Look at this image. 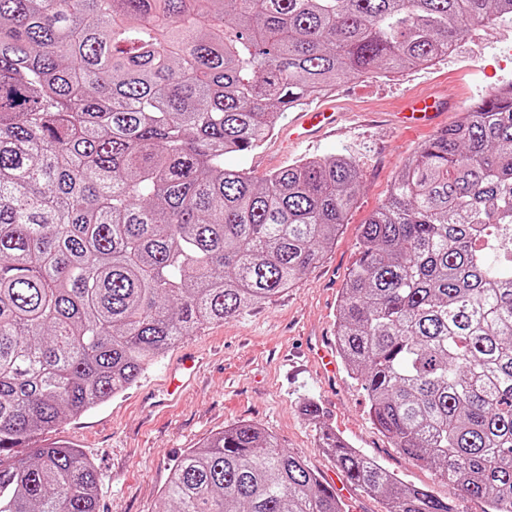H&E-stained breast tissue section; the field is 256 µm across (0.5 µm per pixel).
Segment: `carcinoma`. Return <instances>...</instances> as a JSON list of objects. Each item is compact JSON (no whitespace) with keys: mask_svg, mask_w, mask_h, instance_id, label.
I'll list each match as a JSON object with an SVG mask.
<instances>
[{"mask_svg":"<svg viewBox=\"0 0 512 512\" xmlns=\"http://www.w3.org/2000/svg\"><path fill=\"white\" fill-rule=\"evenodd\" d=\"M512 0H0V512H98L77 448L13 450L134 386L209 324L294 286L361 174L224 167L354 76L453 50ZM337 346L404 455L512 512V81L404 164L364 224ZM386 512H452L322 425ZM172 512H346L268 430L188 450Z\"/></svg>","mask_w":512,"mask_h":512,"instance_id":"1","label":"carcinoma"}]
</instances>
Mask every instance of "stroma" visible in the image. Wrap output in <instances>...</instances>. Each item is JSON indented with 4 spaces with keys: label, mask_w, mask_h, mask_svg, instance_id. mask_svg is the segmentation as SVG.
<instances>
[{
    "label": "stroma",
    "mask_w": 512,
    "mask_h": 512,
    "mask_svg": "<svg viewBox=\"0 0 512 512\" xmlns=\"http://www.w3.org/2000/svg\"><path fill=\"white\" fill-rule=\"evenodd\" d=\"M511 46L512 17L497 16L471 26L433 66L338 82L328 97L343 114L335 134L296 147L279 125L260 148L225 156V167L246 169L257 179L301 158L349 157L362 175L357 204L335 244L295 287L182 341V348H199L209 360L175 405H148L165 393L166 368L175 357L170 351L124 393L35 435L34 444L66 442L83 451L98 473L99 512H168L163 491L174 460L243 421L267 428L284 449L334 484L349 512H384L379 499L347 484L333 457L320 448L315 426L299 411L308 399L319 402L326 425L403 482L429 488L449 500L453 512H484L482 499L449 486L433 468L395 448L373 423L365 392L344 366H337L334 377L322 376L311 350L317 345L335 350L336 312L358 257L362 225L384 203L406 161L432 136L428 130L399 129L393 112L406 95L432 91L451 99L445 121L454 123L467 106L512 79V59L504 54Z\"/></svg>",
    "instance_id": "1"
}]
</instances>
